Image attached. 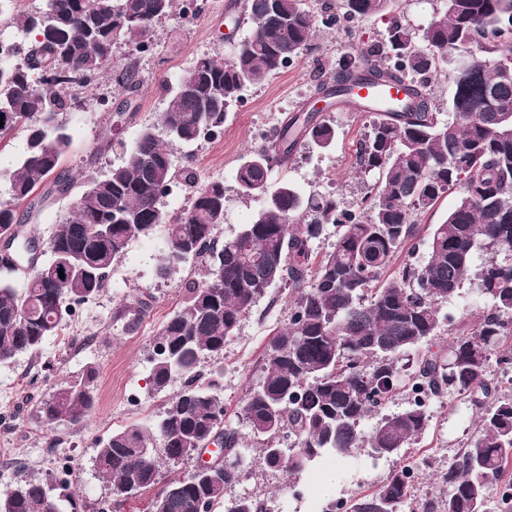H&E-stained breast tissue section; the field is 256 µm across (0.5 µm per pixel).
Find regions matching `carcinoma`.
<instances>
[{
	"label": "carcinoma",
	"instance_id": "1",
	"mask_svg": "<svg viewBox=\"0 0 512 512\" xmlns=\"http://www.w3.org/2000/svg\"><path fill=\"white\" fill-rule=\"evenodd\" d=\"M43 8L17 19L33 42L0 53V143L24 133L22 154L0 171V235L15 236L18 262L0 266V363L39 351L49 336L65 335L76 306L97 295L129 242L165 237L157 272L169 275L188 259L205 264V277L184 288L167 318L149 385L164 390L180 378L182 391L150 428L116 431L95 450L93 466L121 506L159 483V459L178 463L195 455L215 433L224 438V465L191 473L153 496L151 512H211L225 491L244 478L240 437L224 427L218 384L198 370L201 358L224 353V344L256 301L277 282L288 283V326L273 334L263 357V380L249 389L240 414L261 446L260 468L299 474L324 456L344 459L362 448L377 460L402 456L427 430L422 398L446 392L477 410L475 433L448 468L437 471L439 493L417 512H495L493 484L504 486L502 512L512 509V394L488 378L496 365L512 380V0H443V10L417 32L397 12L395 0H342L345 29L370 16L387 21L383 42L365 43L339 61L337 75L366 68L377 84L401 85L397 112L373 121L360 141L357 165L377 179L369 195L344 208L333 195L307 201L286 180L270 177L301 145L329 149L336 126L314 112H295L273 141L241 159L235 181L246 196L263 201L254 220L216 244L224 223V182H199L194 169L173 165L175 146H191L224 128L242 92L260 85L316 49L317 24L306 0H246L251 32L229 57L204 54L175 80L162 79L166 105L159 122L125 147V160L78 183L63 167L71 139L60 121L76 86L104 76L133 95L140 88L136 58L118 64L113 50L152 48L157 22L186 15L184 0H43ZM452 57L451 117L441 122L427 76ZM174 184L192 189L189 208L171 213L162 199ZM43 194H38L40 187ZM455 206L428 235L427 257L386 275L399 249L419 235L420 217L447 193ZM71 200V215L55 225L45 264L35 263V241L25 233L33 213L49 198ZM334 227L330 249L312 258L310 244ZM480 250L494 254L481 265ZM65 278H60L58 270ZM26 280L13 286L17 275ZM473 279L491 300L471 329L458 330L446 349L432 350L444 317L440 304L459 296ZM151 309L141 299L117 316L137 324ZM416 354L405 372L399 359ZM95 373L61 384L42 402L47 423L78 424L94 409ZM415 399L384 412L398 393ZM379 419L364 432V419ZM413 472L402 466L347 512H402ZM52 488L23 481L0 496V512H62ZM224 512H263L241 497Z\"/></svg>",
	"mask_w": 512,
	"mask_h": 512
}]
</instances>
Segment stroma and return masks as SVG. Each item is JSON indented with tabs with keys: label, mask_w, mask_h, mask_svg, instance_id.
Returning <instances> with one entry per match:
<instances>
[{
	"label": "stroma",
	"mask_w": 512,
	"mask_h": 512,
	"mask_svg": "<svg viewBox=\"0 0 512 512\" xmlns=\"http://www.w3.org/2000/svg\"><path fill=\"white\" fill-rule=\"evenodd\" d=\"M244 0H205L198 15L160 20L150 53L139 59L140 91L133 100L104 78L86 90H76L62 119L71 137V148L63 165L75 177L85 171L103 173L123 162L121 150L97 153L98 135L116 112L125 121L113 131V139L132 143L140 130L156 124L165 107L161 77L175 78L189 69L200 55L228 56L247 35L246 25L237 24ZM386 23L373 16L352 31L320 28L318 52L283 69L273 79L248 88L232 107L218 137L190 147H177V166L192 167L200 181L224 183V222L218 238L235 236L262 207L261 201L243 195L235 181V170L246 151L262 146L258 129L272 130L287 116L310 108L319 82L333 78L345 54L364 42L383 39ZM336 125V143L326 151L303 147L288 165L274 174L288 180L302 197L334 194L343 206H351L370 192L376 176L361 172L356 164L357 148L369 131L372 113L343 106L327 111ZM164 244L163 230L149 239L132 240L122 259L110 270L104 288L76 309L68 330L75 344L61 352L58 337L46 338L35 354H23L0 363V493L24 480L41 481L59 488L61 494L86 504L89 512H106L109 499L92 457L99 443L129 425L152 426L167 403L183 388L174 380L165 390H150L146 379L153 366L154 348L161 326L180 305L184 284L200 279L202 267L192 261L176 265L167 277L157 274V257ZM149 300V315L137 327L128 328L117 318L119 308ZM490 301L476 281L466 282L459 297L442 303L443 313L454 325L472 323L489 308ZM291 306L286 285L270 289L241 320L234 336L224 345L223 357L205 359L199 369L204 376L220 375L224 385V424L242 439L250 432L240 415L241 400L248 388L263 377V355L273 334L287 325ZM95 371V407L78 424L48 425L40 412L42 401L68 380ZM429 427L401 457L375 460L358 451L341 460L332 485H324L328 465L299 475L260 468L257 449H249L243 463L246 476L229 488L225 502L248 496L264 506L276 505L283 512H310L312 501L350 499L371 493L391 470L412 466L415 500L437 491L435 472L445 468L458 448L476 428L475 412L464 398L445 395L428 402Z\"/></svg>",
	"instance_id": "1"
}]
</instances>
